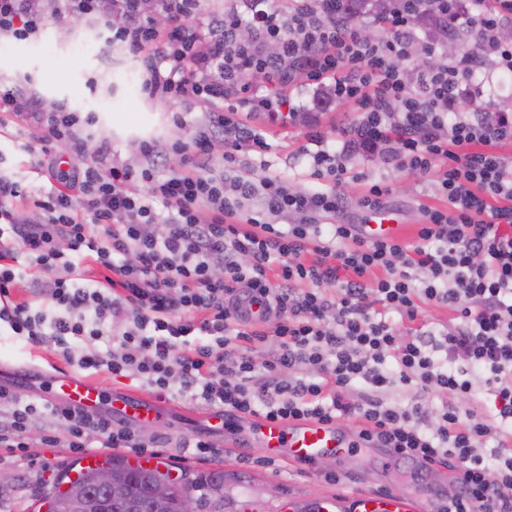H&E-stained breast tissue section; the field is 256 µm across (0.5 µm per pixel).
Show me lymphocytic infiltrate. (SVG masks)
Masks as SVG:
<instances>
[{
    "label": "lymphocytic infiltrate",
    "instance_id": "lymphocytic-infiltrate-1",
    "mask_svg": "<svg viewBox=\"0 0 512 512\" xmlns=\"http://www.w3.org/2000/svg\"><path fill=\"white\" fill-rule=\"evenodd\" d=\"M71 15L97 16L109 43L141 56L150 97L199 95L223 103L192 143L164 148L143 141L152 167L134 172L95 156L84 166L58 168L51 148L80 146L93 125L59 103L42 108L35 94L0 89V113L31 130L23 148L54 186L33 215L13 205L21 185L0 174V324L29 343H52L68 363L119 377L137 373L157 397L180 392L236 416L363 426L351 445L384 448L431 466L444 459L459 471L457 487L439 512H512V451H485L487 439L512 431V115L463 109L478 61L512 72V0H392L364 36L337 12L336 0H295L291 11H258V26L242 40V18L225 5L220 26L204 34L202 0H155L171 24L156 29L140 8L118 3L98 14L96 0H66ZM429 19L438 33L461 27L476 52L451 56L437 42L423 44L416 81L400 67L416 40L415 23ZM43 0H0V37L25 40L45 23ZM262 72L271 89L250 88ZM351 100L358 116L352 143L373 151L388 146L386 162L434 177L444 210L423 208L417 239H371L343 219L348 149L325 148L309 131L317 190L243 175V157L264 152L258 131L240 112L276 115L289 107L297 79ZM224 134V164H212L211 137ZM180 171L156 177L168 152ZM146 183L136 192L134 181ZM169 211L158 222L155 203ZM301 215L278 225L277 217ZM93 258L103 269L89 277ZM30 281V297L11 294ZM267 305L273 332L254 329L242 299ZM448 306L458 322L440 339L402 337L385 312L418 318L420 300ZM120 328L119 344L98 341ZM194 334L204 343H191ZM275 338L273 359L260 347ZM362 383L359 399L349 393ZM493 395L484 413L471 401L475 385ZM453 393L456 403L431 413L421 403L402 408L386 400L397 387ZM0 445L25 451L23 434L35 412L0 386ZM69 447L137 448L134 432L103 415L46 404Z\"/></svg>",
    "mask_w": 512,
    "mask_h": 512
}]
</instances>
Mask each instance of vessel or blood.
Returning <instances> with one entry per match:
<instances>
[{
  "label": "vessel or blood",
  "instance_id": "vessel-or-blood-1",
  "mask_svg": "<svg viewBox=\"0 0 512 512\" xmlns=\"http://www.w3.org/2000/svg\"><path fill=\"white\" fill-rule=\"evenodd\" d=\"M365 236L371 238H396L402 228L394 224L389 215H380L378 221L363 225ZM46 399L54 405L66 406L90 414L102 411L103 404H110L111 412L126 418L150 424L158 420L160 412L150 400L125 394L104 396L102 390L90 380L69 373H61L48 381ZM251 433L263 448L273 456L288 454L299 461L316 460L327 455L343 454L347 444L340 438L335 425L315 421L276 422L259 419ZM417 498L399 494H373L346 492L323 499L319 512H421Z\"/></svg>",
  "mask_w": 512,
  "mask_h": 512
}]
</instances>
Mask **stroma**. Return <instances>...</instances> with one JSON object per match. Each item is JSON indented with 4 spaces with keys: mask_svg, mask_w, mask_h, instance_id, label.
<instances>
[{
    "mask_svg": "<svg viewBox=\"0 0 512 512\" xmlns=\"http://www.w3.org/2000/svg\"><path fill=\"white\" fill-rule=\"evenodd\" d=\"M44 7L47 20L35 37L0 39V84L28 85L45 106L63 102L79 116L94 117L85 143L94 149L107 143V162L139 170L144 160L136 151L137 143L191 141L208 113L218 111V104L201 97L187 104L148 97L140 59L117 47L106 48V35L94 18H70L63 0H45ZM291 99L298 111L289 120H272L260 112L242 114V121L261 131L268 143L265 152L248 154L245 173L257 182L271 178L299 189L324 188V181L312 176L310 158L300 151L305 135L316 130L327 147H341L357 107L350 101L326 103L315 97L313 89L301 85L294 87ZM18 140L13 122L0 125V172L20 182L25 196L16 206L29 213L50 191L52 182L38 169L35 157L19 148ZM349 169L347 213L357 214V203L371 184H386L391 189L388 211L403 224L406 240L415 236L422 207H448L430 179L389 167L383 155L353 152ZM65 368L73 374L78 371L77 366H66L51 344L35 346L9 333L0 334V385H17L18 396L37 409L24 435L27 452L0 446V472L12 477L11 483L0 486V512H39L43 491L65 466L82 457L68 448L66 440L52 446L45 441L57 428L44 409L43 373ZM158 405L161 419L147 426L128 419L125 427L146 440L162 436L160 447L143 455L170 464L173 472L186 473L192 481L223 471L224 512H282L290 502L299 508L350 490L417 494L424 480L433 492L423 512H438L444 497L456 487V471L448 465L437 464L424 472L417 463L390 458L382 448H360L311 464L283 457L268 465L257 440L245 435V419L236 416L214 437L224 450L223 458L201 459L179 442L206 431L210 408L178 393L159 400Z\"/></svg>",
    "mask_w": 512,
    "mask_h": 512,
    "instance_id": "obj_1",
    "label": "stroma"
}]
</instances>
